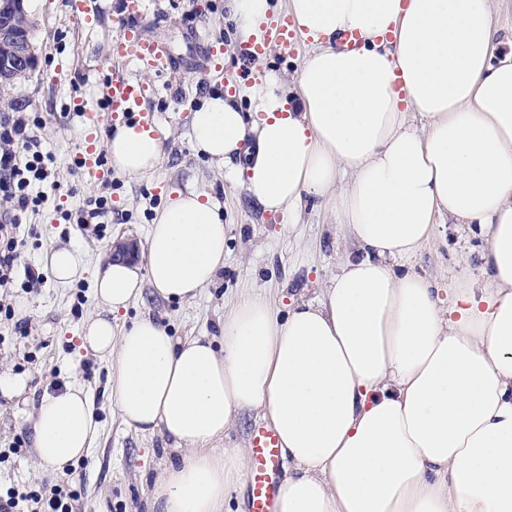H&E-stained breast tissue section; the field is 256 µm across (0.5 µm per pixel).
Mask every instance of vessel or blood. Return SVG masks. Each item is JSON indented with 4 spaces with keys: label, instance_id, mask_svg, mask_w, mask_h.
<instances>
[{
    "label": "vessel or blood",
    "instance_id": "1",
    "mask_svg": "<svg viewBox=\"0 0 512 512\" xmlns=\"http://www.w3.org/2000/svg\"><path fill=\"white\" fill-rule=\"evenodd\" d=\"M146 13V0H125V19L117 39L110 42L107 51L108 59L118 61L119 66L112 69L107 81L105 111L86 109L82 112L89 130H97L101 125L111 124L112 120L118 118L134 121L145 129L156 125L154 113L141 108L144 85L123 70L124 65L133 64L156 73H165L176 65L174 56L165 44L147 33L143 23ZM299 38L288 15L284 14L272 26L264 28L259 38L241 46L240 54L248 61L257 62L264 58L270 44H277L286 51ZM78 159L88 179H102L103 171L98 164L99 150L95 139H87ZM249 444L251 463L247 474V512H274L284 470L278 434L272 426L259 425L252 430Z\"/></svg>",
    "mask_w": 512,
    "mask_h": 512
}]
</instances>
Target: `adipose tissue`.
I'll list each match as a JSON object with an SVG mask.
<instances>
[{
    "instance_id": "adipose-tissue-1",
    "label": "adipose tissue",
    "mask_w": 512,
    "mask_h": 512,
    "mask_svg": "<svg viewBox=\"0 0 512 512\" xmlns=\"http://www.w3.org/2000/svg\"><path fill=\"white\" fill-rule=\"evenodd\" d=\"M493 0H289L311 49L300 102L267 80L193 112L195 145L235 163L271 213L326 198L356 251L318 300L278 315L241 297L220 337L180 338L119 313L150 285L197 297L224 264V213L209 195L169 200L144 267L88 270L81 249L47 256L58 285L92 272L101 307L83 349L112 361L109 399L123 422L169 439L151 512H223L248 454L217 450L246 410H263L288 468L277 512H512V37ZM242 40L271 0H228ZM358 33L353 49L336 44ZM253 111L245 112L241 100ZM113 168L152 172L163 140L134 124L105 139ZM482 228L481 277L469 260L437 285L404 263L437 217ZM95 406L81 386L34 407V468L65 474L90 450Z\"/></svg>"
}]
</instances>
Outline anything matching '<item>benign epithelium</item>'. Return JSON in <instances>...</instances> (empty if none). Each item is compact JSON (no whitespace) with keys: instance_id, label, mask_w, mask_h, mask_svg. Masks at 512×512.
<instances>
[{"instance_id":"1","label":"benign epithelium","mask_w":512,"mask_h":512,"mask_svg":"<svg viewBox=\"0 0 512 512\" xmlns=\"http://www.w3.org/2000/svg\"><path fill=\"white\" fill-rule=\"evenodd\" d=\"M23 0H10V7H0V81L6 83L27 74L34 66L29 34L17 22L23 13Z\"/></svg>"}]
</instances>
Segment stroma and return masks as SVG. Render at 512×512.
Segmentation results:
<instances>
[{"label":"stroma","mask_w":512,"mask_h":512,"mask_svg":"<svg viewBox=\"0 0 512 512\" xmlns=\"http://www.w3.org/2000/svg\"><path fill=\"white\" fill-rule=\"evenodd\" d=\"M91 5L95 20L88 25L70 14L66 0H25L34 23L29 37L36 66L14 86L0 90V102L10 101L13 110L41 113L46 121L44 146L54 158L50 179L55 190L49 191L46 204L24 217L35 232L23 237L21 263L47 271V254L68 242L82 248L91 266L111 255L115 242L145 246L168 199L196 190L223 205V267L208 288L187 302L165 301L144 287L122 312V321L149 315L177 336H216L225 311L241 295L258 296L279 312L317 300L326 279L355 250L323 200L308 197L292 215L263 211L242 178L195 149L190 130L191 113L220 90L222 81L248 87L274 76L296 84L305 43L288 51L270 46L263 61L250 64L239 54L226 0H148L147 30L177 59L172 72L137 75L149 87L143 108L158 115L163 159L142 177L112 172V185L105 189L80 175L77 155L87 130L74 102H102V83L111 69L106 51L119 33L123 0H91ZM215 40L224 43V69L205 75L194 59ZM102 193L110 198V211L101 223L84 230L64 221V212ZM484 244L477 230L439 223L407 266L444 288L461 255L477 253ZM7 298L26 303L28 326L26 333H19L13 321L0 316V371L28 376L30 392L24 401L0 396V448L8 449L15 438L30 437L33 404L43 393L80 384L96 404L98 437L88 456L65 476L50 477V484L61 483L75 492L74 512H149L153 486L171 455L162 436L141 434L123 423L107 400L108 361L79 348L81 322L96 307L90 276L67 287L50 278L35 288L19 276Z\"/></svg>","instance_id":"stroma-1"}]
</instances>
